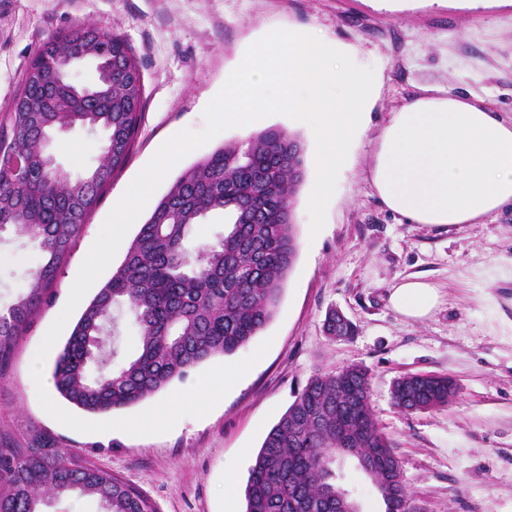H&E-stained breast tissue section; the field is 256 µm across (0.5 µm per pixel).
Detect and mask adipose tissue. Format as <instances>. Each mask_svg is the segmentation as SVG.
I'll return each instance as SVG.
<instances>
[{
  "instance_id": "adipose-tissue-1",
  "label": "adipose tissue",
  "mask_w": 512,
  "mask_h": 512,
  "mask_svg": "<svg viewBox=\"0 0 512 512\" xmlns=\"http://www.w3.org/2000/svg\"><path fill=\"white\" fill-rule=\"evenodd\" d=\"M391 212L414 224H474L512 206V123L437 87L394 112L370 167ZM400 315L421 320L439 291L418 277L390 294Z\"/></svg>"
}]
</instances>
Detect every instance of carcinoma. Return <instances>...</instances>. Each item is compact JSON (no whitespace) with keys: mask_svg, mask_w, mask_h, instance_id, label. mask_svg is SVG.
Wrapping results in <instances>:
<instances>
[{"mask_svg":"<svg viewBox=\"0 0 512 512\" xmlns=\"http://www.w3.org/2000/svg\"><path fill=\"white\" fill-rule=\"evenodd\" d=\"M112 53V87L96 106L77 97L62 68L75 52ZM9 117L0 130V235L37 243L40 264L22 291L0 310V360L11 354L44 303L70 242L93 212L100 191L129 154L143 93L131 45L104 27L58 35L40 46ZM106 134L84 177H47L42 159L49 133L60 127ZM301 141L279 128L225 144L186 169L156 203L112 277L85 305L52 370L69 404L91 414L135 405L212 357L235 353L271 320L298 252L293 199L304 179ZM224 217L205 244L193 229ZM126 309L139 340L135 354L110 374L91 377L101 350L92 340L118 333L114 311ZM331 337L356 327L336 311L324 320ZM456 393L446 375L395 379L393 404L435 409ZM371 383L359 365L312 376L265 436L244 489L245 512H348L360 504L339 482L341 448L376 486L385 512H407L409 492L391 441L374 420ZM55 498L93 497L104 512H156L136 486L97 466L67 464L51 448L0 449V512H44Z\"/></svg>","mask_w":512,"mask_h":512,"instance_id":"1","label":"carcinoma"}]
</instances>
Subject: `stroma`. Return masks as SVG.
Listing matches in <instances>:
<instances>
[{
    "mask_svg": "<svg viewBox=\"0 0 512 512\" xmlns=\"http://www.w3.org/2000/svg\"><path fill=\"white\" fill-rule=\"evenodd\" d=\"M93 26L123 37L140 61L141 118L126 163L74 236L47 302L0 364V448H29L39 437L63 456L123 477L159 512H225L228 496L243 500L253 460L295 392L315 374L357 364L369 372L374 418L402 462L410 512H512V279L486 275L512 262V207L477 224H413L384 206L368 172L392 112L430 88H446L512 120V8L388 11L373 0H0V125L9 122L38 47ZM269 29L324 35L374 71L365 125L318 235L310 233L307 211L316 176L311 129L282 114L257 125L284 129L305 150L293 209L299 252L271 321L232 357L210 364L245 359L265 341L270 349L207 415L182 418L165 434L82 433L47 418L26 364L63 309L103 222L164 142L184 129H204V110L225 73ZM49 151L76 178L94 163L98 138L59 132ZM39 259L28 238L0 239V310ZM410 276L442 295L421 321L401 316L389 302L394 286ZM332 308L355 325L351 339L325 334ZM409 373L447 375L457 392L447 406L403 411L392 403L390 387Z\"/></svg>",
    "mask_w": 512,
    "mask_h": 512,
    "instance_id": "obj_1",
    "label": "stroma"
}]
</instances>
